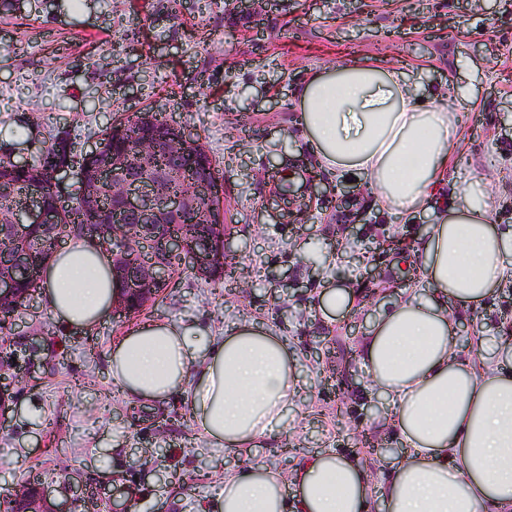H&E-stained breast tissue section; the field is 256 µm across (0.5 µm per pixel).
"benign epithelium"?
<instances>
[{
    "label": "benign epithelium",
    "mask_w": 512,
    "mask_h": 512,
    "mask_svg": "<svg viewBox=\"0 0 512 512\" xmlns=\"http://www.w3.org/2000/svg\"><path fill=\"white\" fill-rule=\"evenodd\" d=\"M171 133L160 136L149 133L132 145L139 164L148 178L127 171L123 152H112L110 164L105 169L94 170L82 162L78 187L105 181L109 185L112 208L139 225L145 233V249L128 254L124 248L112 251V264L131 267L125 293L117 296L113 310L128 314L137 307L153 302L163 285L173 277L170 261L180 260L181 265L198 269L211 257L216 248L226 250L224 210L206 213L207 223L216 225L219 238L187 243L173 230L185 212L202 209L206 198L205 186L216 170L207 160H202L198 177L185 178L176 160L197 149V142L185 136L182 129L170 123ZM9 162L28 169L31 173L29 196L18 206L9 191L0 186V316L6 309L17 307L18 281L26 275L31 253V239L24 235L28 224L46 228L58 223L59 213L48 210L42 201L45 185H50L58 195L59 204L76 202L78 195H66L59 188L57 175L70 162L44 165L36 160ZM26 379L18 362H10V369L0 371V410L9 407L14 385ZM71 506L66 508L47 494L44 483H26L13 491L14 512H78L88 491L78 485L71 487Z\"/></svg>",
    "instance_id": "7a95c632"
}]
</instances>
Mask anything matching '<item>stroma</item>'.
<instances>
[{
	"label": "stroma",
	"mask_w": 512,
	"mask_h": 512,
	"mask_svg": "<svg viewBox=\"0 0 512 512\" xmlns=\"http://www.w3.org/2000/svg\"><path fill=\"white\" fill-rule=\"evenodd\" d=\"M142 32L140 42L126 38ZM361 59L410 73L424 92L459 100L456 183L500 198L487 218L512 230V0H264L257 15L226 0H0V156L36 158L52 137L73 160L99 148L113 121L146 108L168 113L208 149L224 181L232 267L249 278L204 280L180 269L140 313L109 315L84 331L43 308L26 316L40 352L21 351L30 377L0 418V498L40 476L56 502L64 478L101 505L131 497L134 512H214L224 473L255 462L290 471L297 456L336 453L382 483L404 439L390 400L373 391L356 345L402 293L427 295L401 276L393 244L421 240L429 211L379 215L358 173L317 167L297 124L294 94L313 72ZM356 193L331 204L336 186ZM389 238L390 248L365 252ZM353 306L323 316L325 283ZM473 323L467 346L493 358L512 330V280L458 310ZM248 317L287 336L300 362L290 419L296 437L228 452L185 418L182 397L129 405L114 392L112 344L154 320L194 323L209 337Z\"/></svg>",
	"instance_id": "35a3bbf8"
}]
</instances>
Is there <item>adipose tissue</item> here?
<instances>
[{"label":"adipose tissue","instance_id":"1","mask_svg":"<svg viewBox=\"0 0 512 512\" xmlns=\"http://www.w3.org/2000/svg\"><path fill=\"white\" fill-rule=\"evenodd\" d=\"M299 110L320 167L363 174L380 209L434 214L421 244L429 297L401 295L359 345L371 386L390 398V420L411 447L382 488L388 512H512V338L503 359L473 358L447 307L481 304L512 279V237L488 223L487 204L470 190L439 197L460 154L455 96H425L405 71L356 60L314 73ZM116 294L110 255L86 237L53 253L39 289L57 322L88 330L110 314ZM110 374L134 401L187 395L200 433L235 452L287 432L299 359L284 336L245 319L220 341L156 320L113 346ZM370 499L366 465L332 453L303 458L287 477L266 463L227 472L215 509L369 512Z\"/></svg>","mask_w":512,"mask_h":512}]
</instances>
